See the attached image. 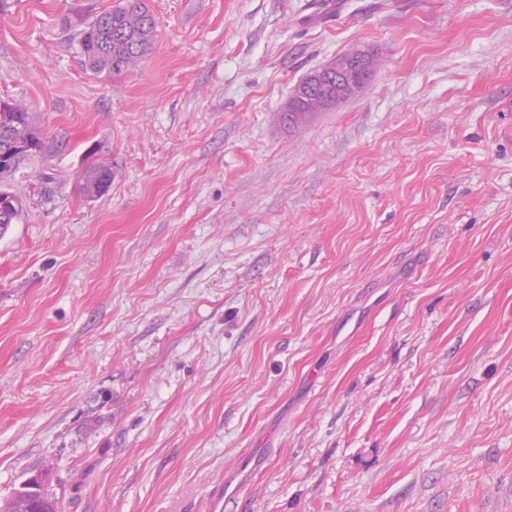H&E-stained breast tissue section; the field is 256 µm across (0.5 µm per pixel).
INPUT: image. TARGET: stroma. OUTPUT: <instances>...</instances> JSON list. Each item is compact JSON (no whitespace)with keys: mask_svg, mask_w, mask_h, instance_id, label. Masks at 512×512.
Masks as SVG:
<instances>
[{"mask_svg":"<svg viewBox=\"0 0 512 512\" xmlns=\"http://www.w3.org/2000/svg\"><path fill=\"white\" fill-rule=\"evenodd\" d=\"M306 2L145 0L152 53L97 77L119 0H0L45 141L0 236V502L43 471L61 512H512V0ZM368 57L367 51H363L350 63L343 62L332 68L334 61L326 65L319 72L312 74L308 80L307 85L304 87V93L310 91V88L320 89L330 84L331 80H336V86L325 89L320 93L308 95L306 98L301 99L300 102L293 107L292 112H288V100L285 103L281 112L285 121L289 126H295L305 120L313 112L319 110L329 109L339 102L344 101L351 97L354 93H349L342 89L336 93L337 89H341L347 83L352 85L359 84L357 76H361L365 71V59ZM331 68V69H328ZM325 99V103L322 102ZM111 178L112 169L109 163L102 161L83 171L80 189L86 198H94L106 190L111 182Z\"/></svg>","mask_w":512,"mask_h":512,"instance_id":"obj_1","label":"stroma"}]
</instances>
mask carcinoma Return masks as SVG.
Instances as JSON below:
<instances>
[{
  "label": "carcinoma",
  "mask_w": 512,
  "mask_h": 512,
  "mask_svg": "<svg viewBox=\"0 0 512 512\" xmlns=\"http://www.w3.org/2000/svg\"><path fill=\"white\" fill-rule=\"evenodd\" d=\"M154 44V21L144 0H121L110 11L97 15L82 33L80 49L87 70L95 75L112 76L128 71L139 63ZM351 97V93L331 87L309 95L288 110L283 107V117L288 125L295 126L310 114L329 109ZM34 142L32 148L15 152L0 165V190L35 153L42 150L44 142L40 129L27 109H21V118L5 135L0 133V152L10 144ZM112 178L109 163L102 161L86 168L81 175V186L88 199L106 190ZM26 503L29 512H58L57 501L49 494L47 484L36 490L17 488L14 494L0 505V512H11L17 500Z\"/></svg>",
  "instance_id": "cac0c4a2"
}]
</instances>
